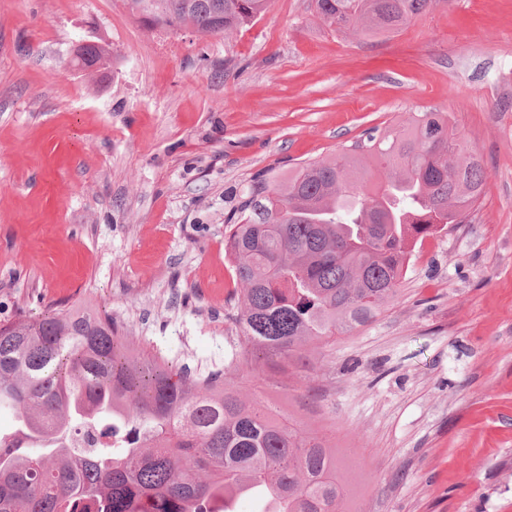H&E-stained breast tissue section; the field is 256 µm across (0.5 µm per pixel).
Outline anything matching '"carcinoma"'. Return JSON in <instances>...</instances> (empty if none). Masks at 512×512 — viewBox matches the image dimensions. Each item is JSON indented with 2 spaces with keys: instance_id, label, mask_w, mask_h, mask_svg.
<instances>
[{
  "instance_id": "1",
  "label": "carcinoma",
  "mask_w": 512,
  "mask_h": 512,
  "mask_svg": "<svg viewBox=\"0 0 512 512\" xmlns=\"http://www.w3.org/2000/svg\"><path fill=\"white\" fill-rule=\"evenodd\" d=\"M152 27L231 33L270 0H124ZM431 0H314L338 32L390 33ZM111 53L84 44L76 65L106 76ZM482 162L445 112L368 134L255 176L224 230L241 285L240 361L298 365L297 349L349 336L394 299L414 247L461 224L485 195ZM0 512H232L261 494L268 512H349L352 491L315 433L247 404L233 379L194 378L133 354L87 303L0 320Z\"/></svg>"
}]
</instances>
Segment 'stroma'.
I'll return each mask as SVG.
<instances>
[{
  "instance_id": "obj_1",
  "label": "stroma",
  "mask_w": 512,
  "mask_h": 512,
  "mask_svg": "<svg viewBox=\"0 0 512 512\" xmlns=\"http://www.w3.org/2000/svg\"><path fill=\"white\" fill-rule=\"evenodd\" d=\"M111 51L106 79L75 50ZM512 0H432L360 37L271 0L220 37L123 0H0V320L86 302L196 377L244 341L224 228L253 176L447 113L488 175L369 325L246 401L335 448L356 512H512Z\"/></svg>"
}]
</instances>
